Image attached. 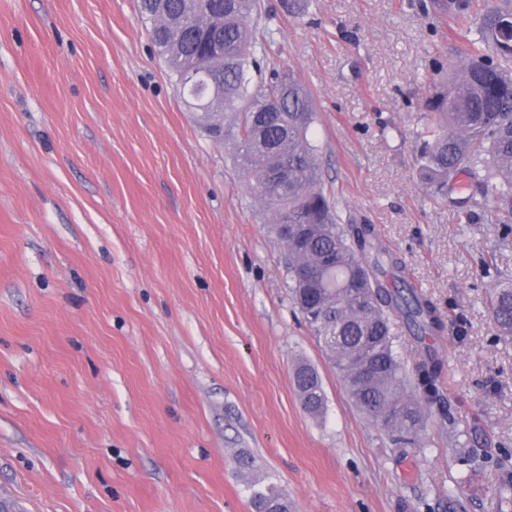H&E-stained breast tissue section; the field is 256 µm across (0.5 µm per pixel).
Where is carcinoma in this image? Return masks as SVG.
I'll return each instance as SVG.
<instances>
[{
    "label": "carcinoma",
    "instance_id": "1",
    "mask_svg": "<svg viewBox=\"0 0 512 512\" xmlns=\"http://www.w3.org/2000/svg\"><path fill=\"white\" fill-rule=\"evenodd\" d=\"M140 12L151 22V40L176 92L205 134L224 141V122L233 119L236 158L251 193L271 210L275 233L283 224L306 225L304 241L288 248V272L311 273L319 286L293 285L292 299L308 294L318 307L321 325L314 335L350 400L396 445H415L444 400L438 386L444 364L431 340L445 332V322L374 226L343 218L323 183L313 99L268 57L273 30L264 0H140ZM159 15L168 23H158ZM213 28L224 38V54L217 57L208 49ZM207 73L220 78L224 97L218 101ZM425 108L428 121L416 136L422 179L441 202L469 218L488 212L511 233L512 0L487 2L477 37L461 46L447 76L433 82ZM460 173L471 193L450 199ZM487 310L501 338L512 342V285L492 289ZM402 329L419 352L411 374L395 349ZM295 387L304 410L322 416L325 393L316 369L299 365ZM482 463L512 488V470L502 460L484 456ZM250 505L252 512H293L273 483L252 490Z\"/></svg>",
    "mask_w": 512,
    "mask_h": 512
}]
</instances>
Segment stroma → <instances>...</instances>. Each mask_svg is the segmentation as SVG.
Listing matches in <instances>:
<instances>
[{
    "label": "stroma",
    "mask_w": 512,
    "mask_h": 512,
    "mask_svg": "<svg viewBox=\"0 0 512 512\" xmlns=\"http://www.w3.org/2000/svg\"><path fill=\"white\" fill-rule=\"evenodd\" d=\"M268 54L312 94L326 186L373 224L448 331L445 415L400 452L350 402L292 302L287 250L230 144L191 120L138 0H0V501L15 512H499L512 345L485 292L512 236L421 180L416 134L455 12L420 0H282ZM322 380L307 414L299 364ZM254 457L241 472L238 454ZM295 387L304 410L313 417L325 412V393L321 379L315 368L301 364L296 370ZM252 512H263L266 509H277L280 512H292L293 505L274 483L253 489L250 494Z\"/></svg>",
    "instance_id": "stroma-1"
}]
</instances>
